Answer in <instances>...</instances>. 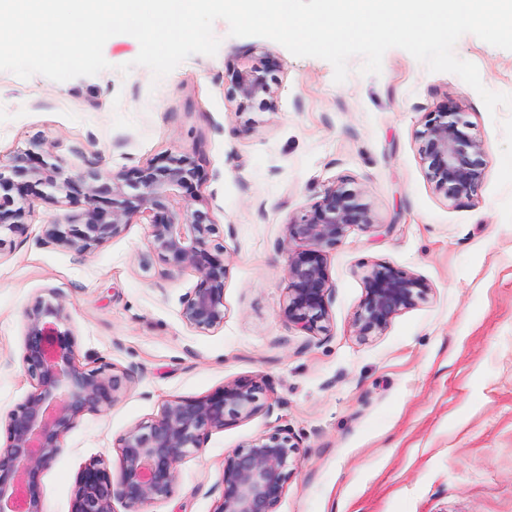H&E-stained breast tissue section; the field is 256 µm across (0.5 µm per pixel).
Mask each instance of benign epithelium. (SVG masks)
<instances>
[{
	"label": "benign epithelium",
	"mask_w": 512,
	"mask_h": 512,
	"mask_svg": "<svg viewBox=\"0 0 512 512\" xmlns=\"http://www.w3.org/2000/svg\"><path fill=\"white\" fill-rule=\"evenodd\" d=\"M234 93L245 101L276 106L278 89L267 71H234ZM457 107L448 102L429 113L419 133L420 152L429 162L427 178L449 199L472 195L485 176L482 145L466 132ZM33 148L0 160V192H35L49 199L63 193L80 208L66 221L50 219L40 241L76 254L94 251L124 233L141 217L150 218L149 252L173 270L191 266L200 279L183 302L181 318L192 330L209 333L224 326V245L216 242L210 207L186 197L196 177L193 161L170 154L133 174L88 171L65 175L60 160L36 158ZM23 207H0V230L22 232ZM372 224L370 204L340 183L329 187L310 210L287 224L288 300L283 315L295 328L326 330L329 277L324 249L341 242L354 226ZM365 295L353 320L361 340L382 334L395 316L427 297V284L390 265L363 272ZM61 295L50 290L25 314L23 368L33 384L8 414L6 445L0 448V512H44L42 474L56 459L64 436L87 413L102 412L126 391L132 374L103 367L86 370L75 362V338ZM263 385L237 379L201 397H174L161 414L128 429L117 440L120 475L113 480L97 461L78 473L69 512H114L113 501L140 512L144 503L167 497L179 464L205 447L214 431L231 420L271 407L261 403ZM301 464L300 444L286 429H275L224 454L221 492L213 512H277Z\"/></svg>",
	"instance_id": "1"
}]
</instances>
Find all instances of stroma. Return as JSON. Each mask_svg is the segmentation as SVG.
Returning a JSON list of instances; mask_svg holds the SVG:
<instances>
[{"label":"stroma","instance_id":"35a3bbf8","mask_svg":"<svg viewBox=\"0 0 512 512\" xmlns=\"http://www.w3.org/2000/svg\"><path fill=\"white\" fill-rule=\"evenodd\" d=\"M215 55L190 56L154 79L125 35L105 43L108 69L55 82L0 71V156L39 144L68 173L133 171L166 154L200 170L225 247L224 325L196 332L182 301L199 280L150 257L148 218L79 255L40 244L48 219L72 214L64 196H14L26 233H0V444L7 417L31 391L22 365L24 315L57 290L80 366L134 379L110 408L85 415L42 476L45 512H69L78 472L118 473L116 441L174 397H200L236 379L263 381L271 404L210 435L179 465L168 497L141 512H212L225 453L278 427L300 443L301 467L277 512H512V110L489 113L459 76L432 72L400 48L380 74L349 59L297 57L213 24ZM490 91L512 94V51L472 34L454 47ZM275 62L278 103L243 102L239 66ZM130 64L129 73L120 65ZM454 102L483 146L485 178L451 200L429 182L418 134ZM361 191L373 223L326 252L331 292L324 332L288 325L289 220L338 183ZM377 263L429 286L425 300L368 340L352 323L362 271Z\"/></svg>","mask_w":512,"mask_h":512}]
</instances>
